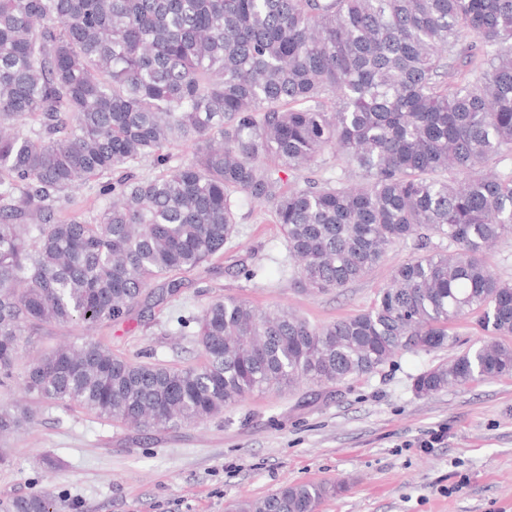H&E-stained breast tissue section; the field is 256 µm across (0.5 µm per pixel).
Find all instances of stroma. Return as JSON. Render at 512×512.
<instances>
[{"label": "stroma", "mask_w": 512, "mask_h": 512, "mask_svg": "<svg viewBox=\"0 0 512 512\" xmlns=\"http://www.w3.org/2000/svg\"><path fill=\"white\" fill-rule=\"evenodd\" d=\"M237 233L179 294L166 279L160 303L138 308L123 328L45 325L26 337L15 367L54 348L96 340L134 362L203 360L197 318L214 297L284 307L325 325L368 309L392 270L415 253L391 249L369 276L312 296L285 269L283 236L268 209L240 200ZM455 345L397 354L339 385L256 392L205 422L142 431L80 409L41 405L35 422L0 437V500L45 492L66 512H231L234 503L306 481L338 483L318 512H512V376L451 386L430 397L416 377L485 339L477 317L451 329ZM444 439L431 448L421 440Z\"/></svg>", "instance_id": "35a3bbf8"}]
</instances>
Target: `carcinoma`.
I'll use <instances>...</instances> for the list:
<instances>
[{"label": "carcinoma", "mask_w": 512, "mask_h": 512, "mask_svg": "<svg viewBox=\"0 0 512 512\" xmlns=\"http://www.w3.org/2000/svg\"><path fill=\"white\" fill-rule=\"evenodd\" d=\"M177 144L193 158L135 174ZM327 151L363 182L281 177ZM511 153L512 0H0V390L39 327L124 323L161 277L177 294L232 240L240 194L269 209L310 293L368 276L409 239L417 253L356 315L318 326L219 297L197 318L200 365L89 340L34 359L25 392L168 430L449 346L472 314L492 338L415 392L512 375V282L485 261L512 237V179L494 171ZM114 171L93 219L59 217ZM34 420L1 407L0 434ZM338 489L286 485L237 512H317ZM0 507L62 512L45 493Z\"/></svg>", "instance_id": "1"}]
</instances>
